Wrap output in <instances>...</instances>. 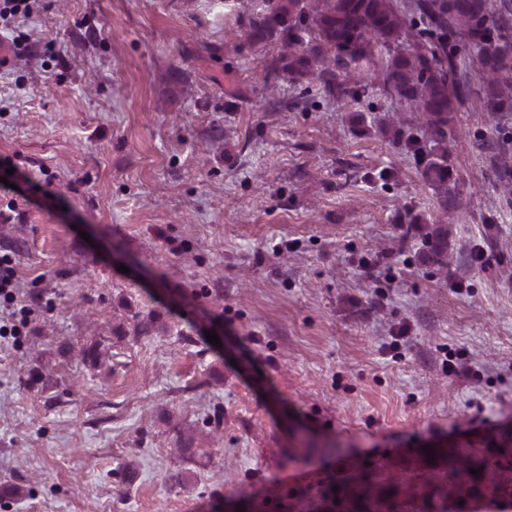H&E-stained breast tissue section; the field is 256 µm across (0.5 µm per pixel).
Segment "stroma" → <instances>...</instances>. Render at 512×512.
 <instances>
[{"label":"stroma","mask_w":512,"mask_h":512,"mask_svg":"<svg viewBox=\"0 0 512 512\" xmlns=\"http://www.w3.org/2000/svg\"><path fill=\"white\" fill-rule=\"evenodd\" d=\"M27 5L0 18L32 309L0 345V512H346L365 470L384 512H446L447 450L512 430V112L473 111L471 49L439 136L376 70L292 79L253 0ZM497 467L466 512H512ZM448 154L442 152L437 154L432 160L426 164L424 175L427 180L431 181L439 188L443 189L445 204L448 206Z\"/></svg>","instance_id":"stroma-1"}]
</instances>
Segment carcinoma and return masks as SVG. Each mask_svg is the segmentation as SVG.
<instances>
[{"label":"carcinoma","instance_id":"cac0c4a2","mask_svg":"<svg viewBox=\"0 0 512 512\" xmlns=\"http://www.w3.org/2000/svg\"><path fill=\"white\" fill-rule=\"evenodd\" d=\"M265 9L255 19L263 35L280 34L288 53L283 69L295 78L318 75L336 93H347L350 77L364 65H373L401 98L422 112L433 131L441 134L449 115L469 95L465 80H451L460 68L458 52L448 49V38L459 35L476 52L488 91L480 99L484 112L512 111V45L509 4L494 7L491 0H263ZM419 19V42L400 48L409 16ZM314 45H309V42ZM448 154L426 164L424 175L448 196ZM454 484L486 481L488 462L479 450L448 454ZM478 474L471 473V469ZM372 475L363 472L346 489L357 501L372 491Z\"/></svg>","mask_w":512,"mask_h":512}]
</instances>
